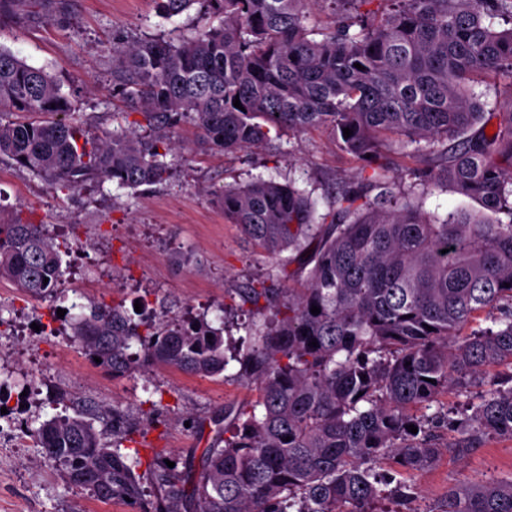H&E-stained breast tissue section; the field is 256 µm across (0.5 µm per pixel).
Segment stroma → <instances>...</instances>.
Returning <instances> with one entry per match:
<instances>
[{
  "instance_id": "1",
  "label": "stroma",
  "mask_w": 512,
  "mask_h": 512,
  "mask_svg": "<svg viewBox=\"0 0 512 512\" xmlns=\"http://www.w3.org/2000/svg\"><path fill=\"white\" fill-rule=\"evenodd\" d=\"M208 22L199 7L163 17L155 0H52L0 18V46L44 68L72 97L74 121L102 135L126 122L128 105L112 89V47L122 40L180 31L191 34ZM185 147L176 151L166 185L136 192L85 184L73 192L52 189L29 171L0 162V210L46 225L73 251L65 291L84 302H171L177 316L223 315L225 333L243 336L248 317L238 309L237 288L265 280L274 261L248 243L237 225L224 221L210 201L212 184H244L253 178L295 180L310 189L318 213L333 206L332 187L355 182L363 164L342 152L321 129L284 136L279 151L255 148L226 154L196 143L193 124L176 130ZM191 247L196 266L180 262ZM67 302L36 301L0 282V319L14 323L24 313L31 328L0 335V387L15 404L0 418V512H141L123 501L102 502L67 484L32 436V429L57 414H74L89 402L117 409L144 431L143 444L166 456L202 451L207 434L197 421L223 417L225 409L248 405L254 388L224 375L200 378L170 369L115 378L85 354L67 323L51 336L36 332L50 311ZM162 408H152L157 396ZM192 425H185V418ZM512 477V440L489 437L482 447L458 456L441 451L435 464L415 475L416 496L406 504L379 501L378 512H433L450 487Z\"/></svg>"
}]
</instances>
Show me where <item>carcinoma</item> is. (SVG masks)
I'll use <instances>...</instances> for the list:
<instances>
[{"label": "carcinoma", "mask_w": 512, "mask_h": 512, "mask_svg": "<svg viewBox=\"0 0 512 512\" xmlns=\"http://www.w3.org/2000/svg\"><path fill=\"white\" fill-rule=\"evenodd\" d=\"M369 2L157 0L167 18L204 4L212 22L186 37L117 44L113 87L142 120L104 137L66 119L71 100L53 76L0 47V160L60 191L166 183L183 122L225 153L277 149L287 133L324 128L373 166L335 187L336 208L319 222L312 192L291 179L210 187L224 220L279 259L270 279L288 276V250L305 272L300 288L242 290L254 313L274 311L247 324L229 355L224 327L205 312L166 319L145 295L139 313L122 300L81 305L73 336L112 376L161 367L209 378L236 362L259 397L228 423L215 420L208 447L181 470L155 448L146 464L136 447L121 452L132 427L109 445L81 415L46 420L33 435L70 485L103 502L128 497L143 512H373L378 485L409 497L407 479L441 448L465 454L489 436L512 440V97L489 135L474 91L485 75L512 89V26H495L512 23V0H379L359 10ZM413 144L421 163L396 191L389 153ZM450 189L509 222L424 210ZM68 254L45 225L0 218V281L25 296L53 298ZM483 312L491 325L465 331ZM502 365L510 371L490 377ZM452 391L465 396L459 418L442 406L424 414ZM444 418L455 432L446 445L435 426ZM382 458L396 474L374 470ZM433 512H512V479L452 488Z\"/></svg>", "instance_id": "obj_1"}]
</instances>
